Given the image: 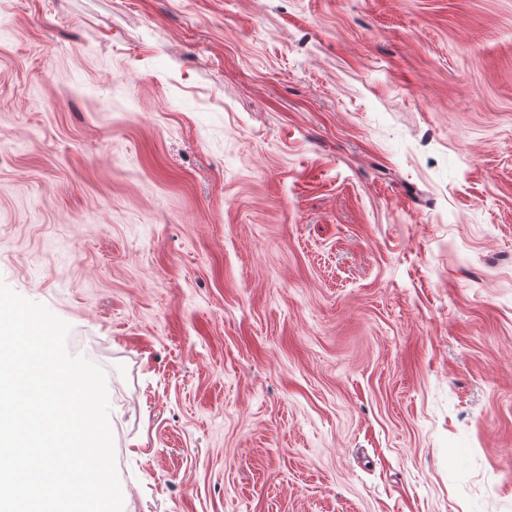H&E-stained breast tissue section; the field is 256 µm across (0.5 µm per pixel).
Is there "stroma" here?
Instances as JSON below:
<instances>
[{
	"label": "stroma",
	"mask_w": 512,
	"mask_h": 512,
	"mask_svg": "<svg viewBox=\"0 0 512 512\" xmlns=\"http://www.w3.org/2000/svg\"><path fill=\"white\" fill-rule=\"evenodd\" d=\"M0 281L123 512H512V0H0Z\"/></svg>",
	"instance_id": "obj_1"
}]
</instances>
